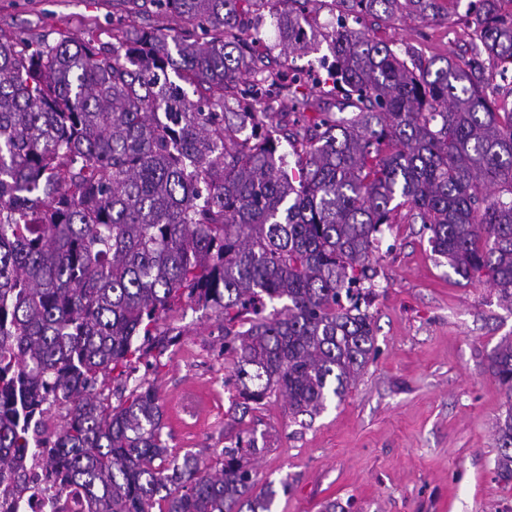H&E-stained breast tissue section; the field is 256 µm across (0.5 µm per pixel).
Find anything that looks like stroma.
<instances>
[{"mask_svg":"<svg viewBox=\"0 0 512 512\" xmlns=\"http://www.w3.org/2000/svg\"><path fill=\"white\" fill-rule=\"evenodd\" d=\"M441 13L387 21L373 35L425 59L463 62L472 43L465 17L450 0ZM123 16L116 0H0V34L33 41L92 31L107 41ZM370 273L376 351L344 397L296 417L272 391L253 414L260 483L280 490L273 512H320L329 501L350 502V512H512V483L494 473L506 399L488 370L492 351L512 337V309L489 283L456 274L401 214L384 228ZM162 324L178 332L165 355L132 358L105 386L117 397L152 384L167 410L183 386L203 385L207 419L167 426V442L174 454L216 463L237 430L240 399L217 314L183 302Z\"/></svg>","mask_w":512,"mask_h":512,"instance_id":"stroma-1","label":"stroma"}]
</instances>
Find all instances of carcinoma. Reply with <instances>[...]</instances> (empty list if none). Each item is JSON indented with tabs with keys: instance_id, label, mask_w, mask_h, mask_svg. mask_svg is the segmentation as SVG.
Instances as JSON below:
<instances>
[{
	"instance_id": "cac0c4a2",
	"label": "carcinoma",
	"mask_w": 512,
	"mask_h": 512,
	"mask_svg": "<svg viewBox=\"0 0 512 512\" xmlns=\"http://www.w3.org/2000/svg\"><path fill=\"white\" fill-rule=\"evenodd\" d=\"M119 2L179 28L0 36V502L33 496L41 462L86 512H271L245 418L271 390L317 415L364 370L360 283L399 210L512 305V108L484 67L512 71V16L468 0L474 55L439 66L366 29L435 19L440 0H332L340 21L321 33L318 0ZM318 36L331 60L310 86L287 72ZM184 299L217 311L241 385L218 469L171 455L153 387L116 407L96 389L129 357L164 355L158 322ZM489 370L508 405L495 469L512 481V339Z\"/></svg>"
}]
</instances>
